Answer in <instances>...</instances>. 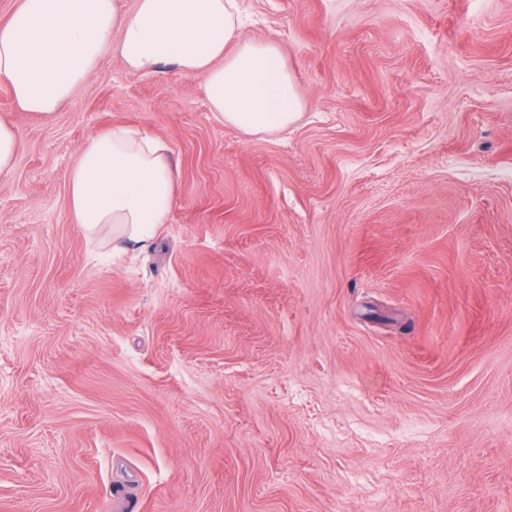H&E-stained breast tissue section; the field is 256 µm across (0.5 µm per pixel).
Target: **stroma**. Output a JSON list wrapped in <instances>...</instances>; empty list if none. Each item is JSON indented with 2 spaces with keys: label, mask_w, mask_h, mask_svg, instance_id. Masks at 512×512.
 <instances>
[{
  "label": "stroma",
  "mask_w": 512,
  "mask_h": 512,
  "mask_svg": "<svg viewBox=\"0 0 512 512\" xmlns=\"http://www.w3.org/2000/svg\"><path fill=\"white\" fill-rule=\"evenodd\" d=\"M303 112L247 135L203 78L103 58L0 179V512H512V0H238ZM171 147L157 243L68 176ZM74 224L88 237L108 228L125 253L151 248L176 196L169 146L126 126L89 138L68 176Z\"/></svg>",
  "instance_id": "obj_1"
}]
</instances>
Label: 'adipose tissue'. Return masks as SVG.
<instances>
[{
	"label": "adipose tissue",
	"instance_id": "adipose-tissue-1",
	"mask_svg": "<svg viewBox=\"0 0 512 512\" xmlns=\"http://www.w3.org/2000/svg\"><path fill=\"white\" fill-rule=\"evenodd\" d=\"M234 0H18L0 23V81L16 106L44 120L73 100L103 57L153 72L163 64L203 78L207 103L245 134L295 122L303 104L281 48L243 40ZM73 223L110 229L120 251L151 248L176 196L169 146L115 126L89 138L68 176Z\"/></svg>",
	"mask_w": 512,
	"mask_h": 512
}]
</instances>
